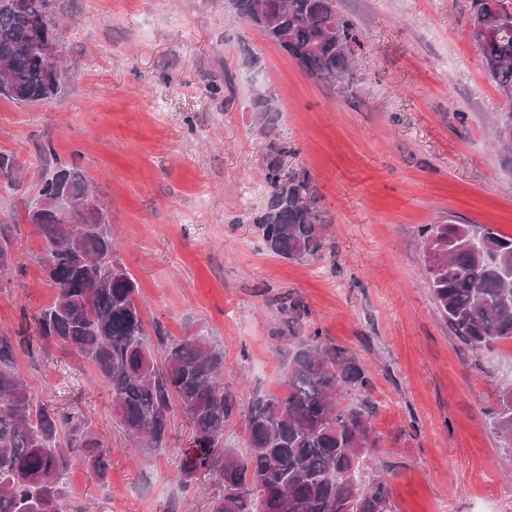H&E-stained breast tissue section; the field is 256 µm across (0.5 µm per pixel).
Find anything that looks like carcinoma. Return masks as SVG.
<instances>
[{
  "mask_svg": "<svg viewBox=\"0 0 512 512\" xmlns=\"http://www.w3.org/2000/svg\"><path fill=\"white\" fill-rule=\"evenodd\" d=\"M238 19L261 31L310 76L343 82L353 76L360 39L337 0H227ZM498 13L502 26L489 37L472 30L488 75L512 101V14L497 0H479V18ZM53 0H0V99L35 105L65 89L61 61L46 60L56 42ZM40 151L32 201L64 194L70 209H43L35 230L39 258L55 289L35 315V331L21 323L0 332V512H66V478L74 462L98 483L107 482L111 448L87 422L41 404L17 371L21 352L35 355L49 343L77 352L112 394L113 419L150 457L170 440L180 409L191 424L192 444L177 479L185 491L199 474L217 475L221 493L210 512H397L381 483H362L375 447L366 404L344 406L342 395L368 387V371L350 349L328 344L319 329L294 335L281 384L243 408L224 382V346L198 333L177 338L161 327L150 340L137 303L138 286L119 258L111 224H90L78 208L91 189L77 165L52 164ZM281 148L269 145L263 170L269 199L253 219L266 251L286 260L320 250L323 225L304 175L286 176ZM21 165L0 153V175L18 179ZM471 224H427L424 243L442 247L443 263L426 267L428 288L451 333L478 351L512 341V236L483 227L475 253L465 246ZM17 272L7 225L0 224V278ZM279 309L299 320L305 306L280 297ZM490 423L512 443V390L499 400ZM244 418L246 454L224 445V431Z\"/></svg>",
  "mask_w": 512,
  "mask_h": 512,
  "instance_id": "1",
  "label": "carcinoma"
}]
</instances>
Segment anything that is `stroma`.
<instances>
[{
    "mask_svg": "<svg viewBox=\"0 0 512 512\" xmlns=\"http://www.w3.org/2000/svg\"><path fill=\"white\" fill-rule=\"evenodd\" d=\"M360 32L352 82L312 78L224 0H58L66 90L53 102L0 99V152L35 164L51 143L78 164L105 205L146 325L224 346V379L242 401L281 391L293 349L277 297L300 299V323L353 350L380 440L362 480L383 483L399 512H512V447L490 427L512 388V342L471 350L440 317L425 273L422 229L481 224L512 236V151L494 143L512 108L471 37L475 0H337ZM219 85L216 97L206 88ZM276 104L256 121L257 93ZM285 173L307 174L323 247L285 260L263 247L254 213L270 135ZM31 180L0 181V224L14 225L23 271L0 288V329L54 295L26 224ZM38 400L83 417L111 448L97 484L82 464L70 512H210L219 491L177 475L189 425L148 463L112 418L91 366L50 346L19 355Z\"/></svg>",
    "mask_w": 512,
    "mask_h": 512,
    "instance_id": "1",
    "label": "stroma"
}]
</instances>
